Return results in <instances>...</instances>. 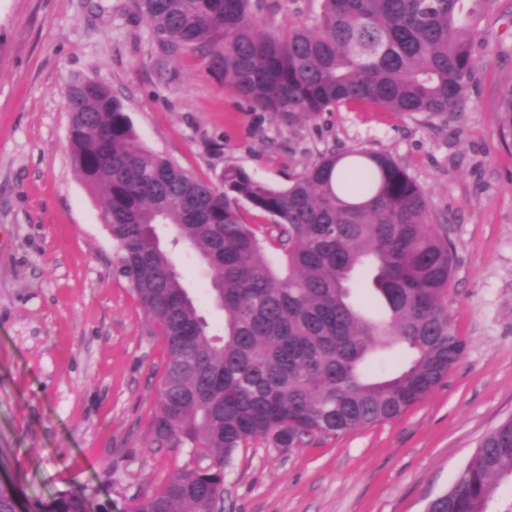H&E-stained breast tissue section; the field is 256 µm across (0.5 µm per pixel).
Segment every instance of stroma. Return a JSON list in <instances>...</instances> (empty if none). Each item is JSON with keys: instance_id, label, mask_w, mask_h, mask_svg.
<instances>
[{"instance_id": "35a3bbf8", "label": "stroma", "mask_w": 512, "mask_h": 512, "mask_svg": "<svg viewBox=\"0 0 512 512\" xmlns=\"http://www.w3.org/2000/svg\"><path fill=\"white\" fill-rule=\"evenodd\" d=\"M481 26L469 107L449 125L375 106L290 125L252 111L204 55L161 58L133 0H0V480L21 512L75 489L89 512H133L189 460L153 443L166 353L116 269L102 193L71 162L76 76L111 86L141 144L204 180L236 164L285 188L330 150L386 153L454 244L455 367L393 420L239 448L222 512H424L452 488L512 418V148L499 133L512 0Z\"/></svg>"}]
</instances>
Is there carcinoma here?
I'll use <instances>...</instances> for the list:
<instances>
[{
  "label": "carcinoma",
  "instance_id": "cac0c4a2",
  "mask_svg": "<svg viewBox=\"0 0 512 512\" xmlns=\"http://www.w3.org/2000/svg\"><path fill=\"white\" fill-rule=\"evenodd\" d=\"M319 2L310 22L284 28L259 19L266 0H135V8L162 54L204 53L252 110L290 125L345 105L445 122L466 111L480 20L498 0ZM65 104L73 167L104 190L101 220L112 225L118 272L164 344L154 441L196 460L133 512H215L224 471L251 440L292 449L312 434L398 417L462 356L448 308L454 245L430 220L422 187L389 155L332 150L286 189L234 164L213 183L141 146L105 83L69 84ZM499 130L512 144V80L500 92ZM243 202L271 222L246 223ZM162 229L208 271L221 332L184 287ZM360 272L377 317L351 301ZM397 344L409 361L392 376L369 377V360ZM505 478L511 419L479 442L426 512H485ZM0 512H18L12 483H0ZM36 512H86L85 495L74 490Z\"/></svg>",
  "mask_w": 512,
  "mask_h": 512
}]
</instances>
